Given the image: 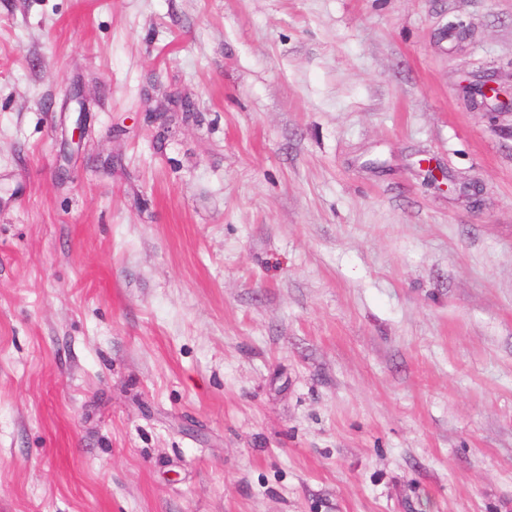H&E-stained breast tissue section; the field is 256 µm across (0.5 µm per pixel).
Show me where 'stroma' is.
Segmentation results:
<instances>
[{
	"label": "stroma",
	"instance_id": "stroma-1",
	"mask_svg": "<svg viewBox=\"0 0 512 512\" xmlns=\"http://www.w3.org/2000/svg\"><path fill=\"white\" fill-rule=\"evenodd\" d=\"M487 75L512 0H0V512H512ZM501 95V91L493 79L484 80L478 92L475 93V96L469 99V106L474 110L495 112L498 109L493 102L496 101L497 98L502 100Z\"/></svg>",
	"mask_w": 512,
	"mask_h": 512
}]
</instances>
